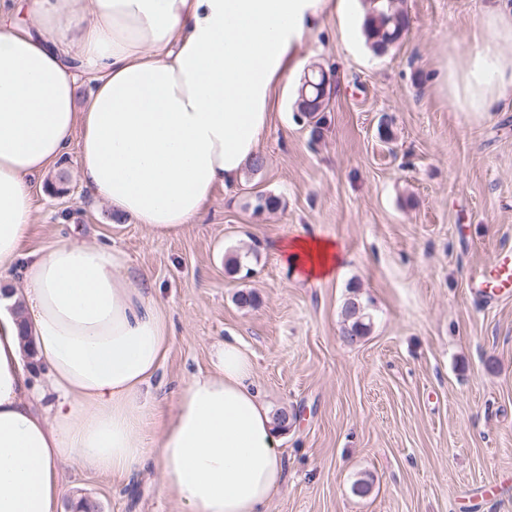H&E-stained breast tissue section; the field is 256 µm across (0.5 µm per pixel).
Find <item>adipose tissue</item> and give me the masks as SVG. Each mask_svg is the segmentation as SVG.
<instances>
[{"label":"adipose tissue","mask_w":512,"mask_h":512,"mask_svg":"<svg viewBox=\"0 0 512 512\" xmlns=\"http://www.w3.org/2000/svg\"><path fill=\"white\" fill-rule=\"evenodd\" d=\"M30 11L34 27L15 25ZM351 0H0V282L23 270V316L0 311V512H55L62 465L124 479L153 455L188 512H266L282 480L279 429L254 363L225 340L212 372L180 389L153 445L140 425L172 344L149 276L119 248L68 236L30 251L31 182L71 144L84 185L158 236L208 209L258 154L298 47ZM489 39L459 42L439 81L458 111L512 99V8ZM93 87L76 104L80 75ZM298 279H331L342 245H281ZM56 395L42 410L34 369Z\"/></svg>","instance_id":"obj_1"}]
</instances>
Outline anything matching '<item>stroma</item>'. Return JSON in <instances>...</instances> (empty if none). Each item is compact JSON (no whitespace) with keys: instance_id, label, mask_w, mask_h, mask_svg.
<instances>
[{"instance_id":"stroma-1","label":"stroma","mask_w":512,"mask_h":512,"mask_svg":"<svg viewBox=\"0 0 512 512\" xmlns=\"http://www.w3.org/2000/svg\"><path fill=\"white\" fill-rule=\"evenodd\" d=\"M491 0H404L410 28L374 54L358 24L324 17L299 54L332 75L321 137L294 118L289 75L259 152L264 168L216 189L208 214L176 235L114 215L81 187L70 149L33 188L29 249L68 234L124 251L172 314L175 336L142 434L153 441L180 384L209 372L225 338L255 364L281 435L283 484L267 512H512V296L472 289L479 268L512 247V100L485 115L456 111L435 77ZM394 134L384 143L381 117ZM278 196L254 213L256 193ZM312 232L339 241L330 280L294 279L277 244ZM253 253V273L225 261ZM254 306H239V292ZM372 315L342 340V306ZM66 493L103 512H186L153 459L128 479L64 464ZM371 490L358 496L356 480Z\"/></svg>"}]
</instances>
